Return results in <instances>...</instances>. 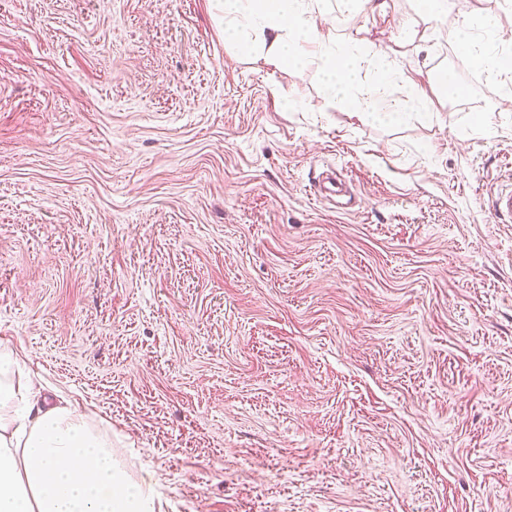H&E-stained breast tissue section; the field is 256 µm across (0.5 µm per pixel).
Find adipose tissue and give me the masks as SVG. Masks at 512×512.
<instances>
[{
  "mask_svg": "<svg viewBox=\"0 0 512 512\" xmlns=\"http://www.w3.org/2000/svg\"><path fill=\"white\" fill-rule=\"evenodd\" d=\"M320 0H224V40L245 57H263L275 68L300 70L316 64L327 99H347L359 70L376 73L373 91L355 100L370 116H399L386 88L397 78L387 52L325 37L329 17ZM0 512H155L150 479H127L112 444L86 417L66 405L43 407L32 400L18 359L0 350Z\"/></svg>",
  "mask_w": 512,
  "mask_h": 512,
  "instance_id": "ef3b65f1",
  "label": "adipose tissue"
}]
</instances>
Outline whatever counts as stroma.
I'll return each mask as SVG.
<instances>
[{"label": "stroma", "mask_w": 512, "mask_h": 512, "mask_svg": "<svg viewBox=\"0 0 512 512\" xmlns=\"http://www.w3.org/2000/svg\"><path fill=\"white\" fill-rule=\"evenodd\" d=\"M322 7L401 120L238 54L223 0H0V349L155 512H512L503 78L456 10ZM418 15L428 26L438 25L448 13L447 0H417ZM451 37L472 62L481 67H485L491 72H501L498 61L489 57L486 45L473 35L469 27L463 26L457 28L452 32Z\"/></svg>", "instance_id": "35a3bbf8"}]
</instances>
